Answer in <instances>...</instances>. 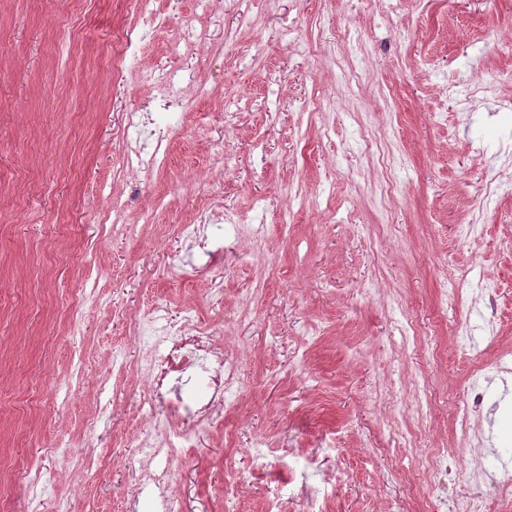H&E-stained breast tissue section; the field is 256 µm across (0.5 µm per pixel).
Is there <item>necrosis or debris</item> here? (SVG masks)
I'll return each instance as SVG.
<instances>
[{
  "label": "necrosis or debris",
  "instance_id": "necrosis-or-debris-1",
  "mask_svg": "<svg viewBox=\"0 0 512 512\" xmlns=\"http://www.w3.org/2000/svg\"><path fill=\"white\" fill-rule=\"evenodd\" d=\"M153 0H120V50L114 58L120 67L134 65L137 57L135 31L139 24L164 27L166 20L152 6ZM171 104L161 100L156 112L169 111ZM129 113V126L146 125L154 143L151 150L140 146L126 149V167L131 171L155 168L167 157L176 130L158 123L155 114ZM163 349L153 351L148 369L147 394L140 404L145 421L164 412L167 432L152 457L170 456L175 448L190 450L196 434L224 423V409L239 384V369L233 355L218 344L211 329L192 319L165 325Z\"/></svg>",
  "mask_w": 512,
  "mask_h": 512
}]
</instances>
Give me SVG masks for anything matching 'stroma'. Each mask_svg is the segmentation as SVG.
Returning <instances> with one entry per match:
<instances>
[{"mask_svg": "<svg viewBox=\"0 0 512 512\" xmlns=\"http://www.w3.org/2000/svg\"><path fill=\"white\" fill-rule=\"evenodd\" d=\"M155 5L167 28L141 31L139 67L116 71L117 0H0V512H125L128 475L148 465L154 337L135 320L156 303L208 324L239 367L223 426L166 462L185 512L287 502L289 449L332 474L329 512H437L461 490L512 512L495 489L512 467V375L474 373L512 350V0ZM188 15L204 38L171 53ZM182 72L202 91L165 167L113 180L128 113ZM310 98L322 109L306 118ZM382 149L401 187L386 201ZM117 193L132 233L110 226ZM225 210L259 239L225 237L214 266L189 268L179 225ZM471 272L506 283L497 316L439 306ZM474 389L479 453L455 432ZM435 448L439 491L420 467Z\"/></svg>", "mask_w": 512, "mask_h": 512, "instance_id": "35a3bbf8", "label": "stroma"}]
</instances>
